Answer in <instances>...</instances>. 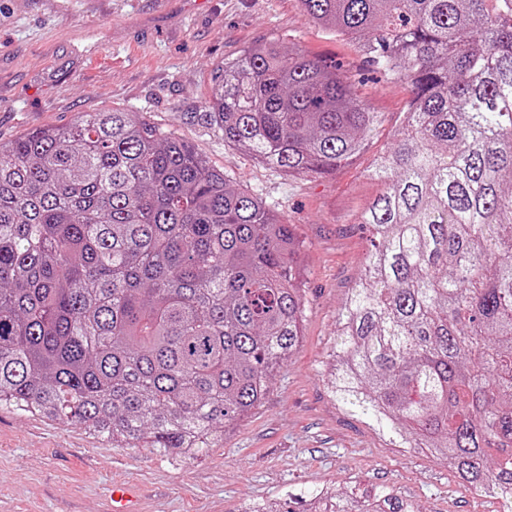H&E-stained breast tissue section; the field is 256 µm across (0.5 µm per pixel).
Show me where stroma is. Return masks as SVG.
<instances>
[{"mask_svg":"<svg viewBox=\"0 0 512 512\" xmlns=\"http://www.w3.org/2000/svg\"><path fill=\"white\" fill-rule=\"evenodd\" d=\"M280 38L336 61L382 123L327 177H291L187 121L202 111L226 59ZM410 89L368 70L357 42L310 23L297 0H0V141L118 108L190 144L241 188L262 193L305 248V313L297 350L260 406L224 445L187 458L114 448L76 425L0 408V512H111L107 491L134 486L139 512H243L273 500L300 512L301 494L386 485L419 512H506L421 448H395L329 396L324 375L337 310L370 248L358 221L381 184L373 159L400 133Z\"/></svg>","mask_w":512,"mask_h":512,"instance_id":"35a3bbf8","label":"stroma"}]
</instances>
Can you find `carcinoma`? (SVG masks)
Segmentation results:
<instances>
[{
  "label": "carcinoma",
  "instance_id": "1",
  "mask_svg": "<svg viewBox=\"0 0 512 512\" xmlns=\"http://www.w3.org/2000/svg\"><path fill=\"white\" fill-rule=\"evenodd\" d=\"M407 83L370 176L376 243L340 305L327 389L391 444L512 503V0H298ZM189 112L287 176L329 175L381 115L336 63L270 40ZM302 245L265 198L112 109L0 142V405L114 448L224 445L299 344ZM303 512H418L387 486Z\"/></svg>",
  "mask_w": 512,
  "mask_h": 512
}]
</instances>
